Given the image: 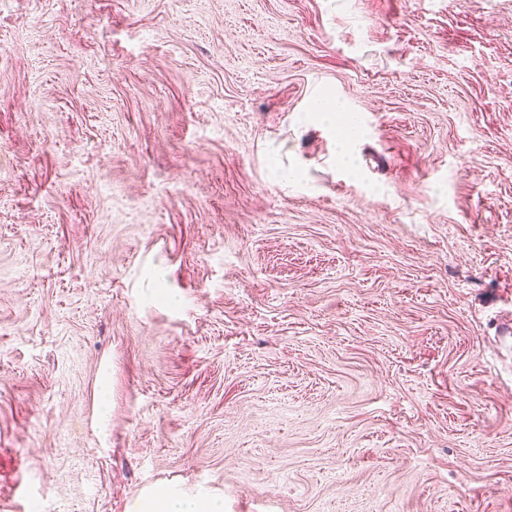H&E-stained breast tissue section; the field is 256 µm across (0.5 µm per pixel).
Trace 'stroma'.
<instances>
[{
	"label": "stroma",
	"mask_w": 512,
	"mask_h": 512,
	"mask_svg": "<svg viewBox=\"0 0 512 512\" xmlns=\"http://www.w3.org/2000/svg\"><path fill=\"white\" fill-rule=\"evenodd\" d=\"M511 332L512 0H0V512H512ZM336 112H348L344 105L336 98L320 94L313 99L308 110V116L316 117L320 122H328L336 130ZM133 512H224V495L203 487L186 490L159 485L137 496Z\"/></svg>",
	"instance_id": "obj_1"
}]
</instances>
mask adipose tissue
<instances>
[{"label": "adipose tissue", "instance_id": "1", "mask_svg": "<svg viewBox=\"0 0 512 512\" xmlns=\"http://www.w3.org/2000/svg\"><path fill=\"white\" fill-rule=\"evenodd\" d=\"M132 512H225L224 497L203 487L159 485L137 496Z\"/></svg>", "mask_w": 512, "mask_h": 512}]
</instances>
